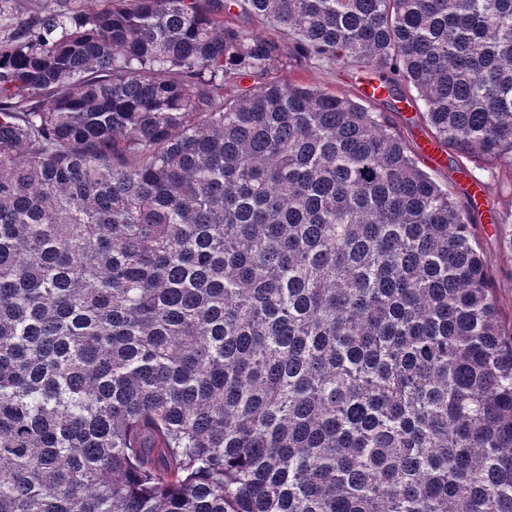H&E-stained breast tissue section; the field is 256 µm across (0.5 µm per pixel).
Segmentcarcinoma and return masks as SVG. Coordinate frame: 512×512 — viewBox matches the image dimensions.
Segmentation results:
<instances>
[{"label":"carcinoma","instance_id":"obj_1","mask_svg":"<svg viewBox=\"0 0 512 512\" xmlns=\"http://www.w3.org/2000/svg\"><path fill=\"white\" fill-rule=\"evenodd\" d=\"M292 57L372 63L512 186V0H53L0 38V512H512L478 225Z\"/></svg>","mask_w":512,"mask_h":512}]
</instances>
